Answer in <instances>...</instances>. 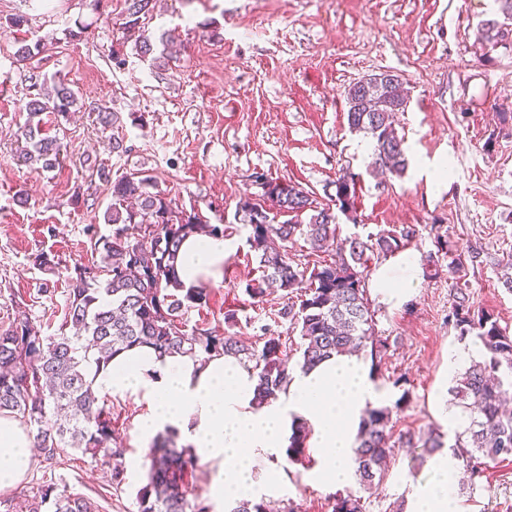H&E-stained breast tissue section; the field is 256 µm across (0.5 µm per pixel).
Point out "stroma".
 <instances>
[{"mask_svg": "<svg viewBox=\"0 0 512 512\" xmlns=\"http://www.w3.org/2000/svg\"><path fill=\"white\" fill-rule=\"evenodd\" d=\"M53 11H26L22 0H0V327L17 310L36 323L60 314L40 288L36 254H54L61 267L90 256L87 227L102 224L112 202L111 180L146 173L184 209L213 224L248 228L235 218L241 197L261 195L258 175L302 187L328 202L343 170L358 174L354 218H341L343 235L367 236L415 226L408 253L433 251L432 225L448 231L459 254L481 243L488 261L462 280L418 271L411 297L393 305L375 288L367 296L375 330L389 348L374 377L391 399L408 394L394 415V434L436 429L433 399L445 378L463 371L452 351L462 346L448 320L456 287L476 306L493 312L512 331V292L500 281L498 262L512 253V37L482 46L481 21L495 18V0H159L146 35L169 33L176 57L145 61L122 29L123 0H53ZM28 12L23 27L10 20ZM42 40L45 51L21 62V42ZM398 75L409 102L396 117L408 167L402 177L377 176L373 154L361 153L363 135L347 125L350 85L380 72ZM78 90L68 122L42 116L48 135L67 146L68 158L50 171L17 164L20 126L34 89L55 80ZM118 113L106 122L99 107ZM123 150H113L114 140ZM444 178L435 181L434 169ZM257 262L239 249L224 262V279L212 285L189 327L220 329L236 314L234 333L251 342L263 330L289 336L278 315L281 293L253 305L245 282ZM405 385H395L398 376ZM115 443L124 450L122 493L109 485L107 466L79 454L52 470L32 468L0 501H21L31 483L51 481L96 500L100 512H138L136 494L149 462L134 437L132 402L106 400ZM414 451H395L378 490L365 497L366 512H394L411 483L428 476ZM307 465H293L285 496L271 512H332L339 491L305 481ZM455 495L463 512H512V460L490 462L480 488L458 475Z\"/></svg>", "mask_w": 512, "mask_h": 512, "instance_id": "stroma-1", "label": "stroma"}]
</instances>
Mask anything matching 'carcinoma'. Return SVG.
Segmentation results:
<instances>
[{
  "mask_svg": "<svg viewBox=\"0 0 512 512\" xmlns=\"http://www.w3.org/2000/svg\"><path fill=\"white\" fill-rule=\"evenodd\" d=\"M503 21L481 24V41L493 47L507 36L503 27L512 22V0H495ZM124 28L131 31L152 14L153 0H124ZM173 41L139 35L135 51L141 58L167 53ZM78 95L67 84L55 85L53 93L30 95L24 110L29 121L20 128L25 145L17 161L35 170L50 171L60 164L66 149L60 141L42 133L33 119L50 112L67 119ZM407 91L399 76L374 74L353 83L347 92V124L350 132L371 138L374 167L380 174L400 175L407 166L403 138L393 126V113L407 107ZM261 197L275 205L271 212L255 199L238 202L246 243L258 260L259 275L249 279L244 293L259 304L281 291L287 303L282 318L299 331L297 366L304 371L334 354L369 352L381 362L387 339L375 333V311L365 294L364 270L373 259H381L408 247L415 229L380 231L366 238H341L338 215L352 217L357 194L356 174L344 172L336 178L335 206L320 203L297 185L281 183L262 175ZM284 215L287 220L277 221ZM109 234L94 224L87 229L93 258L66 269L72 288L64 297V317L58 335L44 336L30 317L0 328V413H8L34 433L39 463L53 468L74 452L108 465L112 487L125 482L123 452L112 447V417L92 395L87 376L91 365L107 364L122 349L148 345L164 354L191 356L231 355L252 365L259 378L258 403L277 398L290 380L291 350L283 348L279 336L247 344L229 331L186 329L189 311L207 304L209 288L183 290L175 260L183 239L191 234L224 235L231 227L210 224L195 211L186 212L155 189L147 174L122 176L112 182V204L104 213ZM300 237L310 254L329 258L299 264L289 257L288 244ZM436 251L425 257L426 276L439 274V257L449 254L448 236H434ZM486 261L482 245L468 247L466 254L451 259L448 273L456 276L465 267ZM34 264L46 275L59 274L58 263L46 252ZM449 319L460 335L476 337L484 349L455 377L450 393L469 411V426L455 433L450 444L453 455L469 476L471 487L481 477L482 461L512 459V414L503 405L512 389V336L494 314L476 307L465 289L454 293ZM394 407H369L357 434L355 462L358 482L372 486L383 480L394 449L420 448L434 454L444 447L442 436L398 437L391 444ZM310 429L302 422L294 427L288 460L307 457ZM146 458L147 482L137 491L139 512H209L199 501L190 504L186 494L188 469L194 463L188 450L179 447L174 435L155 440ZM27 512H99L93 499L48 481L33 485L27 494ZM332 512H365L362 497L348 492L336 497Z\"/></svg>",
  "mask_w": 512,
  "mask_h": 512,
  "instance_id": "obj_1",
  "label": "carcinoma"
}]
</instances>
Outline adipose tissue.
Listing matches in <instances>:
<instances>
[{
    "label": "adipose tissue",
    "instance_id": "adipose-tissue-1",
    "mask_svg": "<svg viewBox=\"0 0 512 512\" xmlns=\"http://www.w3.org/2000/svg\"><path fill=\"white\" fill-rule=\"evenodd\" d=\"M241 246L235 237L191 235L182 243L176 270L182 288L221 282L224 261ZM417 258L404 253L379 268L375 287L382 300L400 304L412 292ZM101 396L143 404L134 428L142 445L175 433L193 458L210 470L214 505L272 501L288 491L289 438L307 422L316 465L309 478L323 486L354 479L355 437L368 406L388 397L367 360L335 355L308 371H296L277 400L255 402L258 378L236 358L161 355L136 346L89 371ZM33 436L12 417L0 415V491L14 489L30 471ZM430 477L413 484L408 512H460L452 494L457 461L449 448L429 459Z\"/></svg>",
    "mask_w": 512,
    "mask_h": 512
}]
</instances>
